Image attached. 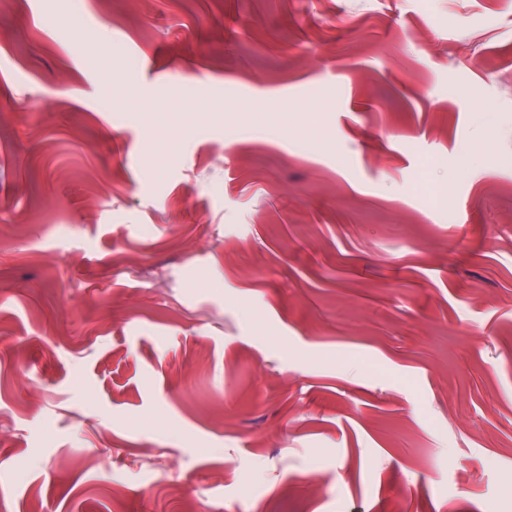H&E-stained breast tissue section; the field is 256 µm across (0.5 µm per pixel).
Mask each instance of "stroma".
<instances>
[{
    "label": "stroma",
    "instance_id": "35a3bbf8",
    "mask_svg": "<svg viewBox=\"0 0 512 512\" xmlns=\"http://www.w3.org/2000/svg\"><path fill=\"white\" fill-rule=\"evenodd\" d=\"M0 512H512V0H0Z\"/></svg>",
    "mask_w": 512,
    "mask_h": 512
}]
</instances>
